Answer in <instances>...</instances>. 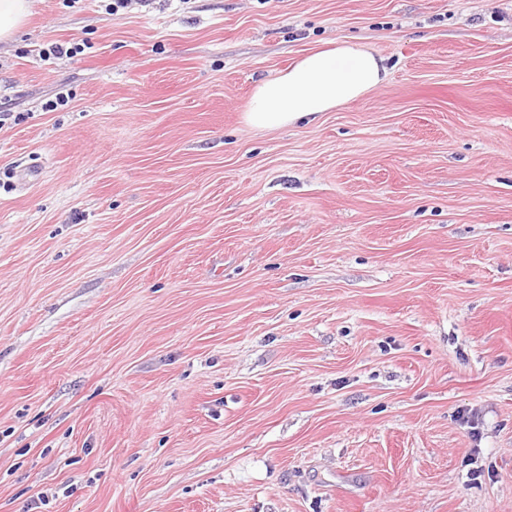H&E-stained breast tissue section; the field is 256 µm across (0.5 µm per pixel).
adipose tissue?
Wrapping results in <instances>:
<instances>
[{
	"mask_svg": "<svg viewBox=\"0 0 512 512\" xmlns=\"http://www.w3.org/2000/svg\"><path fill=\"white\" fill-rule=\"evenodd\" d=\"M388 68L378 52L350 41L306 51L288 68L255 83L243 113L246 125L274 130L311 122L358 101L385 83Z\"/></svg>",
	"mask_w": 512,
	"mask_h": 512,
	"instance_id": "ef3b65f1",
	"label": "adipose tissue"
}]
</instances>
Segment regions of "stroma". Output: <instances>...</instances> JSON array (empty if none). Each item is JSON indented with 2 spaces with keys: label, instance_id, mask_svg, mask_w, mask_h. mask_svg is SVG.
Returning a JSON list of instances; mask_svg holds the SVG:
<instances>
[{
  "label": "stroma",
  "instance_id": "35a3bbf8",
  "mask_svg": "<svg viewBox=\"0 0 512 512\" xmlns=\"http://www.w3.org/2000/svg\"><path fill=\"white\" fill-rule=\"evenodd\" d=\"M111 2L0 43V512H512V0ZM327 45L306 51L288 68L256 82L243 113L245 124L274 130L312 122L385 83L388 68L378 52L347 40Z\"/></svg>",
  "mask_w": 512,
  "mask_h": 512
}]
</instances>
